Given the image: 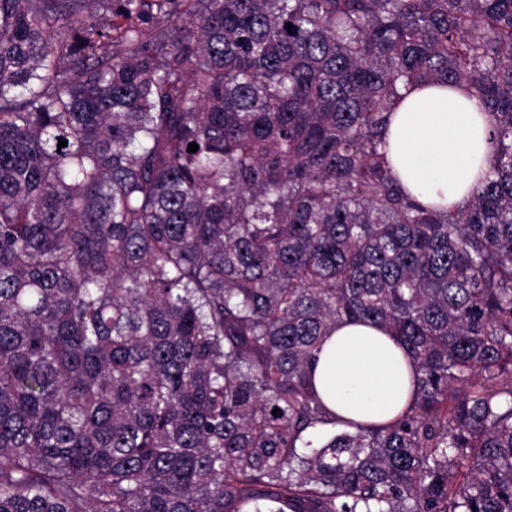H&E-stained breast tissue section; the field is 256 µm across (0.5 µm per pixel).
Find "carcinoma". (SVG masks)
Masks as SVG:
<instances>
[{"mask_svg": "<svg viewBox=\"0 0 512 512\" xmlns=\"http://www.w3.org/2000/svg\"><path fill=\"white\" fill-rule=\"evenodd\" d=\"M433 82L491 116L445 212L382 150ZM344 320L390 422L313 385ZM0 512H512V0H0ZM310 370L324 404L343 420L386 423L413 399L416 363L372 323L338 324Z\"/></svg>", "mask_w": 512, "mask_h": 512, "instance_id": "cac0c4a2", "label": "carcinoma"}]
</instances>
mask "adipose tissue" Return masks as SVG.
<instances>
[{
    "instance_id": "obj_1",
    "label": "adipose tissue",
    "mask_w": 512,
    "mask_h": 512,
    "mask_svg": "<svg viewBox=\"0 0 512 512\" xmlns=\"http://www.w3.org/2000/svg\"><path fill=\"white\" fill-rule=\"evenodd\" d=\"M489 116L464 86H414L390 112L385 153L393 175L419 204L466 202L489 172ZM310 370L326 407L358 423H386L413 399L416 364L375 324H338Z\"/></svg>"
}]
</instances>
